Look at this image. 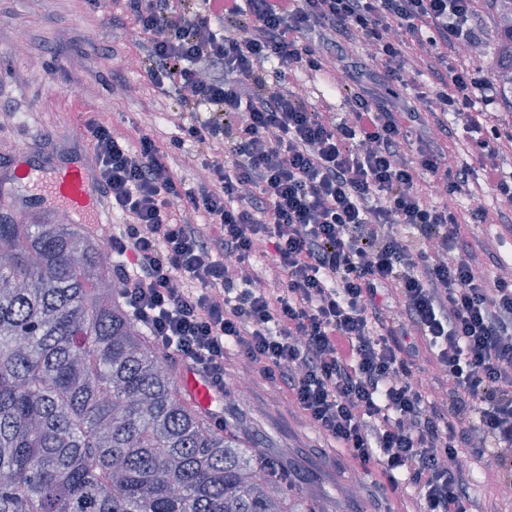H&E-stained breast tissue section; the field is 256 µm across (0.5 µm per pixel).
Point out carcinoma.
Segmentation results:
<instances>
[{"label":"carcinoma","instance_id":"obj_1","mask_svg":"<svg viewBox=\"0 0 512 512\" xmlns=\"http://www.w3.org/2000/svg\"><path fill=\"white\" fill-rule=\"evenodd\" d=\"M512 33V0H490ZM496 84L512 90V40ZM81 224L0 219V512H288V474L176 386Z\"/></svg>","mask_w":512,"mask_h":512}]
</instances>
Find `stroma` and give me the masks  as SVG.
<instances>
[{
	"label": "stroma",
	"mask_w": 512,
	"mask_h": 512,
	"mask_svg": "<svg viewBox=\"0 0 512 512\" xmlns=\"http://www.w3.org/2000/svg\"><path fill=\"white\" fill-rule=\"evenodd\" d=\"M123 0H0V202L25 213H47L41 186L68 151L88 156L81 139L83 122L100 115L121 91L135 87L111 123L129 139L150 123L165 134L174 130L173 102L164 97L143 70L129 68L142 49L128 28L113 25ZM24 30L28 56L12 49L16 30ZM38 66H30L29 57ZM23 147L36 172L25 189L8 181L9 160ZM226 391L209 409L212 416L238 426L261 453L277 458L291 481L289 503L307 512L320 502L326 512H387L371 477H357L339 451L302 417L286 394L257 382L241 395L238 382L247 371L234 350L224 359Z\"/></svg>",
	"instance_id": "1"
}]
</instances>
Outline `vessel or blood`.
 <instances>
[{
    "instance_id": "1",
    "label": "vessel or blood",
    "mask_w": 512,
    "mask_h": 512,
    "mask_svg": "<svg viewBox=\"0 0 512 512\" xmlns=\"http://www.w3.org/2000/svg\"><path fill=\"white\" fill-rule=\"evenodd\" d=\"M47 199L61 203L84 224H108L112 214L97 192L90 159L80 158L57 167L45 185Z\"/></svg>"
}]
</instances>
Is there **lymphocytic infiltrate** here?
<instances>
[{
  "label": "lymphocytic infiltrate",
  "instance_id": "f902f5d3",
  "mask_svg": "<svg viewBox=\"0 0 512 512\" xmlns=\"http://www.w3.org/2000/svg\"><path fill=\"white\" fill-rule=\"evenodd\" d=\"M477 2L125 0L116 23L133 22L177 132L82 133L122 217L108 247L131 317L219 394L234 348L409 512H500L471 497L477 468L512 489V278L477 234L512 224L455 203L512 202V125L493 123L492 66L463 53ZM302 71L344 112L317 106ZM452 117L478 165L448 164ZM188 145L192 185L172 165ZM258 254L272 282L249 275Z\"/></svg>",
  "mask_w": 512,
  "mask_h": 512
}]
</instances>
